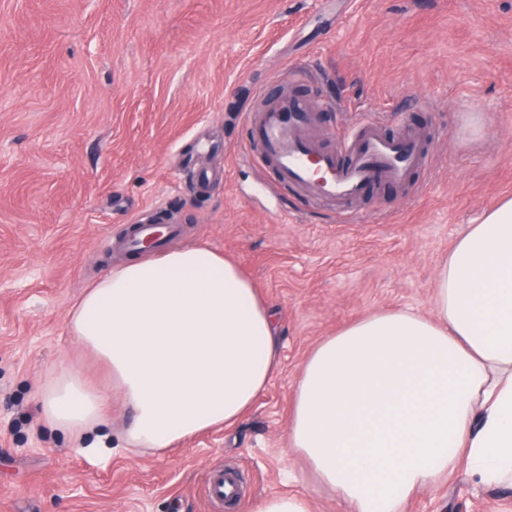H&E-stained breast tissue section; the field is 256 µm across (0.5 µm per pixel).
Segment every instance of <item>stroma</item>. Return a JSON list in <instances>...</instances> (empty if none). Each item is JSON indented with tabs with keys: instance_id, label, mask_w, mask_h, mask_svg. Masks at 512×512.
Returning a JSON list of instances; mask_svg holds the SVG:
<instances>
[{
	"instance_id": "stroma-1",
	"label": "stroma",
	"mask_w": 512,
	"mask_h": 512,
	"mask_svg": "<svg viewBox=\"0 0 512 512\" xmlns=\"http://www.w3.org/2000/svg\"><path fill=\"white\" fill-rule=\"evenodd\" d=\"M341 138L357 115L433 131V162L407 189L346 218L245 160V113L289 71ZM223 171L205 195L179 161ZM512 197V0H0V512H210L211 470L241 478L232 512L262 497L346 512L289 457L299 371L324 337L378 310L426 315L440 261L469 225ZM181 224L259 288L276 318L281 368L236 425L166 453L124 448L112 399L98 435L46 427L37 393L52 374L112 381L69 331L86 288L124 261L102 250L132 215ZM512 489L465 469L403 512H506Z\"/></svg>"
}]
</instances>
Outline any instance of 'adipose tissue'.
<instances>
[{
    "label": "adipose tissue",
    "mask_w": 512,
    "mask_h": 512,
    "mask_svg": "<svg viewBox=\"0 0 512 512\" xmlns=\"http://www.w3.org/2000/svg\"><path fill=\"white\" fill-rule=\"evenodd\" d=\"M69 329L129 410L130 448L165 450L233 426L281 366L272 311L224 255L201 246L128 257L87 291ZM105 398L59 374L42 389L54 429L98 427ZM289 453L349 512H403L466 466L512 489V199L457 239L433 312L383 310L324 337L294 388Z\"/></svg>",
    "instance_id": "obj_1"
}]
</instances>
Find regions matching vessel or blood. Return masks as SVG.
<instances>
[{
  "label": "vessel or blood",
  "mask_w": 512,
  "mask_h": 512,
  "mask_svg": "<svg viewBox=\"0 0 512 512\" xmlns=\"http://www.w3.org/2000/svg\"><path fill=\"white\" fill-rule=\"evenodd\" d=\"M304 78L303 71L290 72L289 90L265 99L246 116L252 158L282 184L347 216L354 202L382 189L406 187L413 175L428 170L433 133L409 125L402 115L389 130L378 119L363 117L337 144H327L317 132L316 105L293 90ZM180 233L177 224L136 220L119 242L105 238L101 246L117 244L133 254L153 255ZM237 481L235 473L214 470L206 484L207 498L223 505L225 485Z\"/></svg>",
  "instance_id": "1"
}]
</instances>
